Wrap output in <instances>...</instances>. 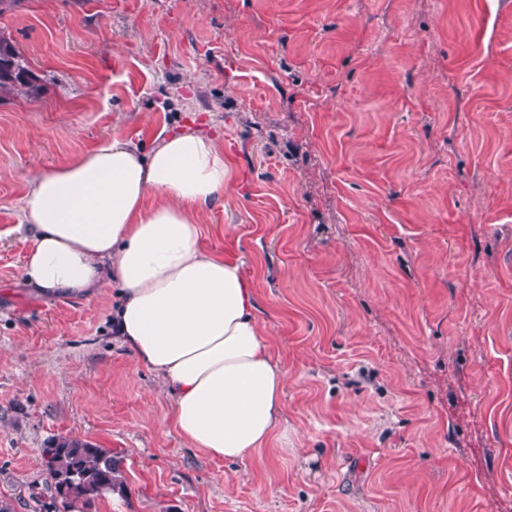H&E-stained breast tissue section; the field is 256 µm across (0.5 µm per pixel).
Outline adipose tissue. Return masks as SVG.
<instances>
[{
	"instance_id": "ef3b65f1",
	"label": "adipose tissue",
	"mask_w": 512,
	"mask_h": 512,
	"mask_svg": "<svg viewBox=\"0 0 512 512\" xmlns=\"http://www.w3.org/2000/svg\"><path fill=\"white\" fill-rule=\"evenodd\" d=\"M159 137L150 147L105 139L32 179L23 281L44 299L112 286L116 338L163 378L178 434L237 463L278 441L287 373L243 262L199 246L202 218L229 177L223 141L200 129Z\"/></svg>"
}]
</instances>
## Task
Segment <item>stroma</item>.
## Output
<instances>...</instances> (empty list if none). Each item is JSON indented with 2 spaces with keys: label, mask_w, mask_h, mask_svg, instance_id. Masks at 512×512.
Masks as SVG:
<instances>
[{
  "label": "stroma",
  "mask_w": 512,
  "mask_h": 512,
  "mask_svg": "<svg viewBox=\"0 0 512 512\" xmlns=\"http://www.w3.org/2000/svg\"><path fill=\"white\" fill-rule=\"evenodd\" d=\"M0 33V497L40 450L120 452L95 512H512V0H21ZM224 139L206 249L244 261L288 372L246 465L174 430L112 334V290L20 282L30 180L118 138ZM234 240H226L225 227ZM36 90L35 76L18 47L0 36V101L27 97Z\"/></svg>",
  "instance_id": "stroma-1"
}]
</instances>
